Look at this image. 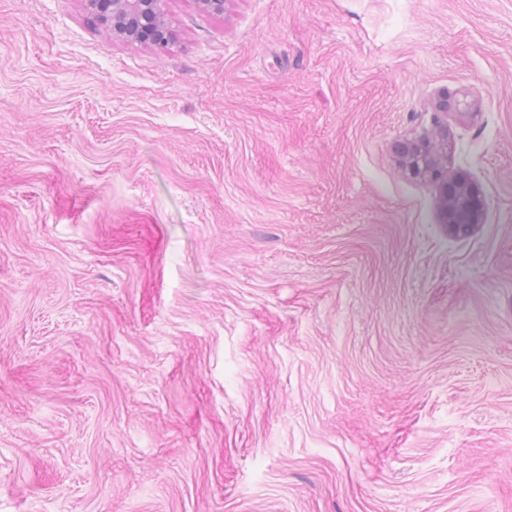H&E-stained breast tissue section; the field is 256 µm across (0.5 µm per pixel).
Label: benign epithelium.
<instances>
[{
  "label": "benign epithelium",
  "instance_id": "obj_1",
  "mask_svg": "<svg viewBox=\"0 0 512 512\" xmlns=\"http://www.w3.org/2000/svg\"><path fill=\"white\" fill-rule=\"evenodd\" d=\"M86 9L112 38L149 45L162 50L172 42L169 0H84ZM436 112H459L461 101L437 95ZM401 174L436 188V214L448 234L455 238L473 235L485 223L486 203L464 172L448 178V125L439 123L394 144Z\"/></svg>",
  "mask_w": 512,
  "mask_h": 512
}]
</instances>
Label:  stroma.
<instances>
[{
    "label": "stroma",
    "instance_id": "35a3bbf8",
    "mask_svg": "<svg viewBox=\"0 0 512 512\" xmlns=\"http://www.w3.org/2000/svg\"><path fill=\"white\" fill-rule=\"evenodd\" d=\"M169 16L0 0V512H512V0ZM112 38L164 50L172 42L169 0H84ZM401 174L436 188V214L448 234L455 238L473 235L485 223L486 203L471 178L457 173L448 182V125L439 123L394 144Z\"/></svg>",
    "mask_w": 512,
    "mask_h": 512
}]
</instances>
